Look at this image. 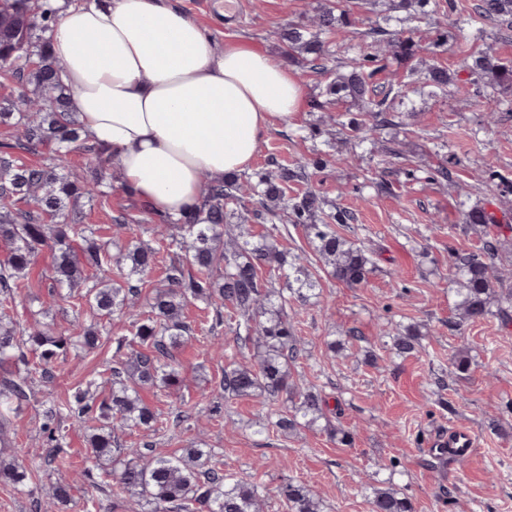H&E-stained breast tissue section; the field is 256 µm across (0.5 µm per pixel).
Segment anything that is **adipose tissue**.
<instances>
[{"mask_svg": "<svg viewBox=\"0 0 512 512\" xmlns=\"http://www.w3.org/2000/svg\"><path fill=\"white\" fill-rule=\"evenodd\" d=\"M51 49L83 133L111 148L122 183L163 214L198 204L202 176L247 170L268 131L304 105L283 61L217 46L173 0H79Z\"/></svg>", "mask_w": 512, "mask_h": 512, "instance_id": "obj_1", "label": "adipose tissue"}]
</instances>
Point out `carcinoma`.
<instances>
[{
    "label": "carcinoma",
    "mask_w": 512,
    "mask_h": 512,
    "mask_svg": "<svg viewBox=\"0 0 512 512\" xmlns=\"http://www.w3.org/2000/svg\"><path fill=\"white\" fill-rule=\"evenodd\" d=\"M74 0H6L0 7V57L15 61L8 73L19 85L18 95L8 105H0V125L13 128L12 139L0 144V242L9 252L0 261V299L10 302L25 287L24 279L43 249L53 252L48 304L71 297V290L86 288L90 308L100 317L125 311L135 328L140 349L119 354L113 360L112 392L95 403L89 391L74 396V414L81 421L98 419L103 425L89 439L93 467L100 468L101 482L113 483L136 499L141 512H261V494L254 487L232 482L219 468L203 467L206 451L189 448L180 457L156 456L151 445L124 448L120 432L150 429L158 414L145 404L138 388L161 385L176 390L182 384L175 354L188 341L192 327L183 320L191 299H202L215 307L216 320H223V309L234 308L241 317L236 343L244 362L224 368L222 385L228 399L263 396L284 408L274 412L262 429L291 434L300 428L319 426L326 418V399L313 386L299 383L293 370L303 357L304 348L295 336L288 298L300 306L321 295V281L301 262L288 258L278 247L276 220L285 215L291 224H303L314 251L324 260L328 274L348 288H360L372 271L369 253L333 230L334 224L351 221L350 212L336 209L331 223L314 224L319 197L310 191L286 196L288 183L305 177V167L278 166L258 176L257 181H239L234 175L221 182L204 179L198 206L178 216L158 218V247L131 239L99 241L95 232L79 220L77 209L83 198L91 199L103 174L112 168V152L82 137L69 109L72 91L62 84L61 63L50 54V33L59 13ZM479 13L486 19L512 23V0H480ZM355 25L341 2L328 5L312 25L290 24L283 29L285 58L306 57L311 68L327 72L326 49L322 35ZM378 36L373 51L345 63L325 86V95L345 99L366 112L365 127L382 131L393 122V82L374 83L384 69L379 54L381 44L392 54L410 60L419 45L403 30L380 25L372 29ZM485 80L491 93L483 106L496 111L497 93L512 91V65L486 51L467 66ZM425 83L438 90L449 86L457 93L470 94L469 82L452 77L448 69L433 65ZM44 149L47 156L39 164L20 162L19 155L31 149ZM80 151L87 156L90 175L66 169L67 155ZM258 205L254 214L271 224L258 237L224 239V225L234 212L228 202L244 199ZM27 208L21 209L19 203ZM496 222L495 215L482 207L464 213V223L485 231ZM179 255L166 273V284L155 291L148 314L135 313L144 276L156 264L159 249ZM499 247L485 242L477 252L452 257L450 270L459 285L455 311L462 322L487 316L491 300L512 304V289L503 292V279L494 266ZM269 278H263V272ZM284 279V287L273 286ZM98 328L89 325L75 336L56 334L48 325L23 336L6 312L0 313V367L13 359H23L22 347L29 343L40 350L41 375L50 376L49 365L69 349L95 348ZM419 332L408 329L393 337V353L404 357L416 353ZM26 398L23 384H0V406H11ZM56 413L49 411L41 425L50 448L47 459L55 458L58 447ZM27 468L18 458L0 457V482L17 487L24 484ZM288 512H321L320 499L306 486L288 481L279 487ZM52 499L67 504L72 485L58 480L52 485ZM371 512H415L412 501L394 489L377 488L370 501Z\"/></svg>",
    "instance_id": "cac0c4a2"
}]
</instances>
